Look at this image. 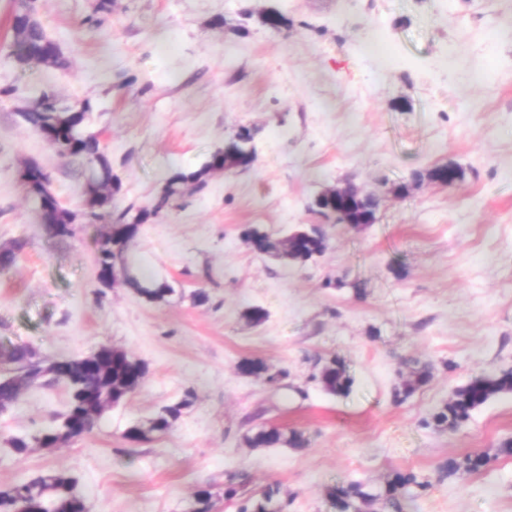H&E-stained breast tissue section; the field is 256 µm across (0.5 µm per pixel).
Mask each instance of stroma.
Returning <instances> with one entry per match:
<instances>
[{"instance_id": "1", "label": "stroma", "mask_w": 512, "mask_h": 512, "mask_svg": "<svg viewBox=\"0 0 512 512\" xmlns=\"http://www.w3.org/2000/svg\"><path fill=\"white\" fill-rule=\"evenodd\" d=\"M37 0L69 65L17 67L9 57L14 0H0V248H25L0 269V350L47 362L107 344L147 366L140 389L94 429L19 456L65 408L63 388L35 385L0 414V487L38 473L77 480L93 512H191L197 489L215 512H238L270 486L287 512H336L331 488L383 484L411 470L429 487L402 512H512V395L451 431L424 421L479 374L512 371V0ZM276 9L288 30L265 26ZM467 60L449 67L444 55ZM92 110L122 189L112 211L149 205L172 169H199L239 127L255 162L216 172L146 224L128 259L173 288L152 301L101 282L103 224L88 223L83 177L19 117L38 91ZM40 161L76 234L59 238L19 177ZM442 164L460 186L413 180ZM352 182L379 195L378 221L322 222L310 202ZM322 224L326 248L303 265L254 252L243 233ZM204 301H196V294ZM267 313L261 324L249 307ZM344 360L353 385L331 395L316 376ZM262 359L279 385L240 375ZM430 380L403 402L408 363ZM188 400L171 432L133 442L125 431ZM274 425L303 449L252 448ZM481 453L483 471L440 478L450 457ZM235 486L234 498L224 491Z\"/></svg>"}]
</instances>
